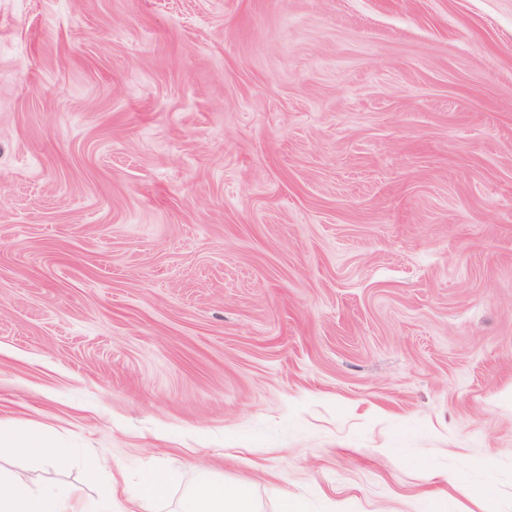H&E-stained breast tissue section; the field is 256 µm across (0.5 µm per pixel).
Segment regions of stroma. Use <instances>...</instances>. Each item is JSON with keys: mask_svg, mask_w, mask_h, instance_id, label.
Wrapping results in <instances>:
<instances>
[{"mask_svg": "<svg viewBox=\"0 0 512 512\" xmlns=\"http://www.w3.org/2000/svg\"><path fill=\"white\" fill-rule=\"evenodd\" d=\"M0 418L91 503L512 512V0H0ZM45 432H33L20 425L0 419V461L16 455L31 457L47 468H54L69 455ZM178 512H256L246 485L229 486L210 478L199 480L177 507Z\"/></svg>", "mask_w": 512, "mask_h": 512, "instance_id": "stroma-1", "label": "stroma"}]
</instances>
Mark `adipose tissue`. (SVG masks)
Instances as JSON below:
<instances>
[{
	"label": "adipose tissue",
	"instance_id": "adipose-tissue-1",
	"mask_svg": "<svg viewBox=\"0 0 512 512\" xmlns=\"http://www.w3.org/2000/svg\"><path fill=\"white\" fill-rule=\"evenodd\" d=\"M68 454L48 433L0 419V461L25 455L52 468ZM168 491L166 480L153 477L141 484L126 506H118L113 496L90 506L78 487L47 483L35 491L20 477L0 473V512H146L150 504L165 500ZM177 512H257V508L247 486L204 478L179 502Z\"/></svg>",
	"mask_w": 512,
	"mask_h": 512
}]
</instances>
